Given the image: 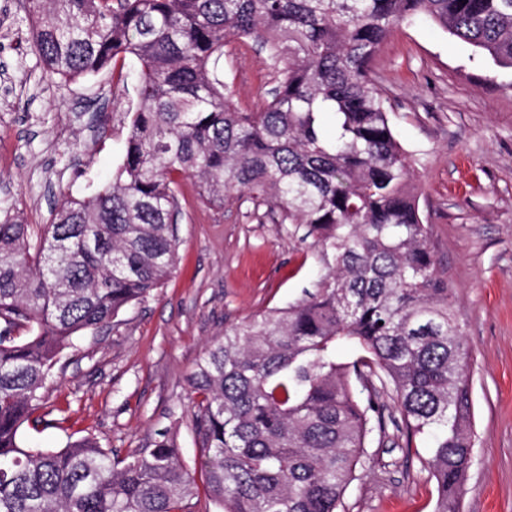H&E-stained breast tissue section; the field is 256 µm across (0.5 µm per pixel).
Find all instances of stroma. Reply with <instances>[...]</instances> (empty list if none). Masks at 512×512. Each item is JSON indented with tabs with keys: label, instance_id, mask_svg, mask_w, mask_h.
<instances>
[{
	"label": "stroma",
	"instance_id": "35a3bbf8",
	"mask_svg": "<svg viewBox=\"0 0 512 512\" xmlns=\"http://www.w3.org/2000/svg\"><path fill=\"white\" fill-rule=\"evenodd\" d=\"M21 0H0V215L48 224L59 204L106 184L134 95L115 74L69 81L40 68ZM224 76L241 108L258 111L276 73L265 53L233 41ZM396 138L416 176L419 211L440 276L473 350V462L461 512H512V69L418 20L378 52ZM172 275L111 324L78 337L54 370L45 425L24 427L32 448L84 436L125 457L177 437L190 469L203 460L188 377L227 324L285 307L328 271L305 225L237 197L203 203L181 186ZM426 441L409 449L393 424L374 433L341 512H433L437 487Z\"/></svg>",
	"mask_w": 512,
	"mask_h": 512
}]
</instances>
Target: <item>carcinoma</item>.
Wrapping results in <instances>:
<instances>
[{
    "instance_id": "carcinoma-1",
    "label": "carcinoma",
    "mask_w": 512,
    "mask_h": 512,
    "mask_svg": "<svg viewBox=\"0 0 512 512\" xmlns=\"http://www.w3.org/2000/svg\"><path fill=\"white\" fill-rule=\"evenodd\" d=\"M42 68L128 69L135 100L111 181L50 224L0 221V512H190L174 437L119 459L93 437L29 448L74 339L173 273L180 179L210 206L235 193L304 224L330 270L314 293L224 328L188 385L213 512H338L389 388L422 437L434 512H460L472 465L471 349L429 248L412 171L372 77L380 47L424 16L512 68V0H25ZM276 70L258 112L224 80V47ZM350 346L355 356L342 361Z\"/></svg>"
}]
</instances>
